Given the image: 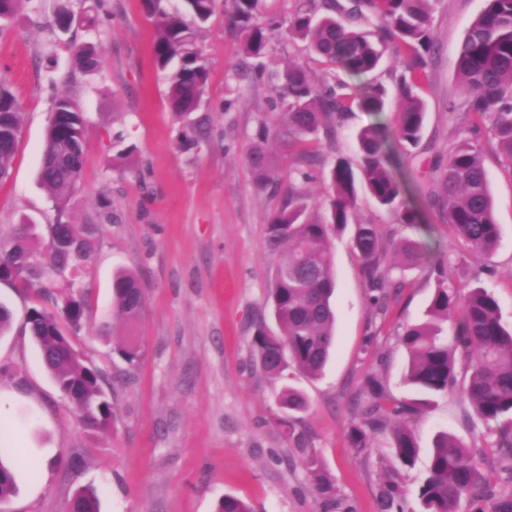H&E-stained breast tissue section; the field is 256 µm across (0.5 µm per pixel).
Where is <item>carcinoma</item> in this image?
<instances>
[{
	"label": "carcinoma",
	"instance_id": "1",
	"mask_svg": "<svg viewBox=\"0 0 512 512\" xmlns=\"http://www.w3.org/2000/svg\"><path fill=\"white\" fill-rule=\"evenodd\" d=\"M30 0H0V22L13 18ZM157 29L152 44L155 66L169 82L171 109L185 116L197 111L204 97L209 73L200 62L198 32L214 12V0H148ZM262 0H231L225 22L244 32L243 53L251 59L265 55L272 37L282 31L308 43L327 66L313 78L299 66L285 69L273 87L271 109L280 112L275 136L290 144L306 145L320 133L335 136L340 121L354 109L372 112L377 122L358 135L359 174L339 161L330 170L325 203L316 204L295 187H288L282 206L266 225L268 248L280 254L273 274L271 301L278 332L258 327L253 337L258 368L269 379H284L291 368L315 378L332 354L336 339V315L331 298L336 276L331 259L333 235L352 229L355 249L365 282L375 292L373 302L385 310L389 298L386 251L379 225L359 223L355 217L358 189H364L397 222L413 224L417 211L405 205L407 188L394 170L404 153L418 145L426 117L423 99L428 67L434 54L431 27L432 0H349L345 8L337 0H306L289 20L288 28L276 18L263 26L249 24ZM378 17L373 35L352 29L351 24ZM393 49L394 66L400 69L397 97L400 108L391 118L385 85L368 79ZM76 65L86 71L100 60L94 47L74 48ZM458 92L462 96L461 137L444 159L431 167L422 200L438 212L454 233V242L477 253L492 252L499 239L493 220V203L478 135L485 126L491 132L502 164L512 171V0H485L484 8L467 28L456 59ZM49 120L39 180L56 206L80 182L84 166L87 128L85 113L68 96L54 100ZM20 105L6 80L0 79V182L10 176L20 131ZM267 125L259 129L257 142L247 159L256 183L273 194L281 192L278 168L264 142ZM25 219L9 233L0 234V280L33 292L43 304L29 310L25 329L37 345L42 361L71 404L82 426L91 431L112 426L115 410L108 397L110 383L97 366L84 361L73 338L87 319V291L83 283L68 284L61 293L44 283L52 275L62 281L69 271L85 267L94 243L80 237L73 224L49 227V241L40 252L30 248L37 232L26 228ZM401 265L422 264L433 250L429 242L403 240L393 244ZM112 311L124 323L113 344L129 364L141 356L135 330L145 307V289L138 275L119 269L112 277ZM455 324L453 335L444 329ZM407 352L403 383L422 394L445 395L457 385L453 350L463 347L471 374L462 389L474 413L485 421L512 414V327L501 322L498 303L485 287L442 280L426 310V320L405 327L401 339ZM363 421L348 430L351 445L368 447L370 436L387 423L417 412V402L393 397L375 379L367 380ZM286 432L294 431L290 413L307 409L305 396L286 386L279 399ZM391 449L404 467H413L420 454L414 433L404 427L392 430ZM303 466L324 512H352L337 497L330 474L309 443L300 449ZM15 493L12 466L0 460V503ZM423 512H512V425L501 429L491 470L482 471L467 448L446 431L437 433L430 453L428 475L419 490ZM378 512H405L398 486L388 482L378 495ZM72 512H99L95 490H78ZM215 512H261L253 504L226 495Z\"/></svg>",
	"mask_w": 512,
	"mask_h": 512
}]
</instances>
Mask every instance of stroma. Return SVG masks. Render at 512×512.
<instances>
[{"instance_id":"stroma-1","label":"stroma","mask_w":512,"mask_h":512,"mask_svg":"<svg viewBox=\"0 0 512 512\" xmlns=\"http://www.w3.org/2000/svg\"><path fill=\"white\" fill-rule=\"evenodd\" d=\"M227 7L226 0H215L198 34L209 84L194 117L208 137L190 151L180 146L188 128L171 111L168 83L152 59L154 20L144 0H30L0 28V77L22 112L11 174L0 182V232L24 216L42 230L57 222L94 225L96 248L83 273L88 329L75 346L111 377L116 411L108 430L91 433L79 424L24 327L36 297L0 282V304L12 312L10 329L0 335V421L9 426L11 446L38 464L37 474L17 471L8 512H68L84 486L97 490L100 512H214L227 495L263 512H323L296 452L300 442L279 423L278 397L287 384L308 400L298 426L312 436L337 498L354 512H376L379 491L396 465L389 433L375 434L361 452L346 437L364 407L366 377L381 378L397 398L410 397L401 381L407 356L400 335L405 325L423 321L438 279L484 285L502 322L512 324V173L488 150L483 161L499 228L491 253L449 251L447 224L425 205L417 207L416 224H399L359 195L357 221L381 225L398 240L430 230L440 266H393L395 288L381 311L370 300L349 233L333 236L332 359L317 378L296 372L283 382L261 374L252 339L257 320L268 313L279 260L265 244V228L282 199L255 186L247 154L260 123L277 121L268 107L274 75L298 64L318 76L324 65L305 42L278 36L264 59L263 81H252L244 70L242 33L224 22ZM483 7L484 0L433 4L435 57L422 139L397 172L412 190L424 188L433 153L448 151L459 136L452 115L461 104L457 51ZM63 9L75 17L70 44L95 46L101 60L96 71L79 69L69 45L52 30ZM88 15L96 17L95 28L82 25ZM59 93L89 116L82 178L61 211L37 178ZM374 121L371 113L354 111L335 139L310 145L317 161L306 183L295 164L297 148L271 139L282 183H305L314 200H324L329 169L339 159L357 164L355 134ZM116 131L134 147L127 158L112 148ZM120 267L138 272L146 296L142 356L132 366L112 351V337L121 331L112 312V274ZM406 423L421 448L415 466L399 478L408 512L419 507L438 432L456 436L483 463L492 459L498 422L478 418L458 397L434 398Z\"/></svg>"}]
</instances>
